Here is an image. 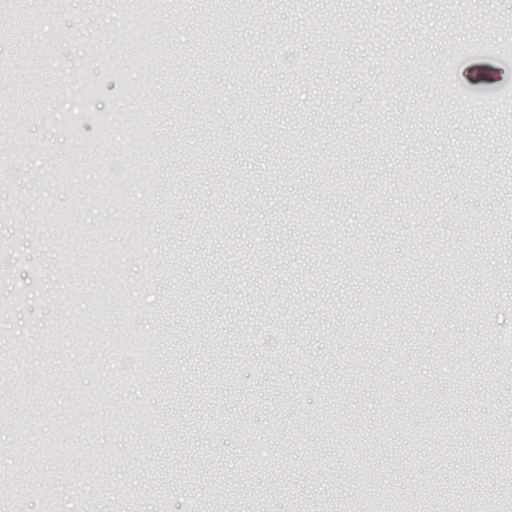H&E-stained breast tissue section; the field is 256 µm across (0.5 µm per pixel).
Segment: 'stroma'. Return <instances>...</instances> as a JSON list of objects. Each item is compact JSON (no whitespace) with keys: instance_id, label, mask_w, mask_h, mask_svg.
<instances>
[{"instance_id":"obj_1","label":"stroma","mask_w":512,"mask_h":512,"mask_svg":"<svg viewBox=\"0 0 512 512\" xmlns=\"http://www.w3.org/2000/svg\"><path fill=\"white\" fill-rule=\"evenodd\" d=\"M32 3L38 61L0 43L15 62L0 149L18 150L0 168V403L32 449L0 421V472L41 458L29 478L57 484V512H178L210 455L207 512H348L362 474L400 508L421 488L437 508L512 497V111L486 116L512 58L473 51L499 41L512 0H265L259 21L166 0V71L80 73L100 109L152 87L135 183L112 165L122 136L89 123L76 141L36 117L127 17L113 0ZM384 15L398 37H378ZM344 24L355 40L337 41ZM245 49L260 67L227 79ZM34 210L54 217L35 237ZM133 331L152 339L148 389ZM134 476L161 500L131 494Z\"/></svg>"}]
</instances>
